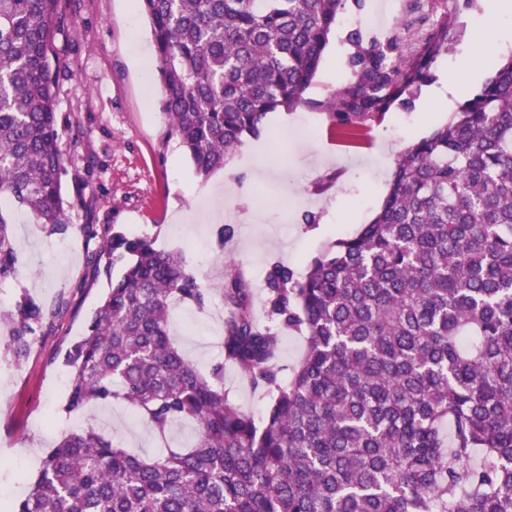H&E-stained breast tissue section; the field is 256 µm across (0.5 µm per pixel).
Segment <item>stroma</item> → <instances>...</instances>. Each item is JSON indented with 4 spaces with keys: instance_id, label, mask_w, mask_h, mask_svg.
Here are the masks:
<instances>
[{
    "instance_id": "stroma-1",
    "label": "stroma",
    "mask_w": 512,
    "mask_h": 512,
    "mask_svg": "<svg viewBox=\"0 0 512 512\" xmlns=\"http://www.w3.org/2000/svg\"><path fill=\"white\" fill-rule=\"evenodd\" d=\"M488 0H347L305 103L272 113L259 137L248 139L208 178L167 136L162 92L153 70L150 26L137 0H64L68 24L56 37L59 65V148L65 160L63 197L71 229L46 236L40 225L15 213L19 277L10 299L30 295L45 320L28 354L15 360L0 326V512H13L38 469L22 447L47 450L69 431L93 426L135 453L160 446L128 406L112 403L67 414L66 352L84 334L108 287L106 273L88 268L83 225H120L154 239L158 249L181 252L187 267L210 288L205 311L173 307L171 333L201 373L223 362L224 275L235 265L253 292V310L268 323L263 283L271 263L304 273L311 260L369 223L388 192L399 150L445 124L452 114L428 102L441 73L475 40ZM367 15L379 25L364 43L392 44L389 61L421 58L430 35L448 33V48L431 59L425 81L403 92L385 115L349 126L335 123L328 103L353 79L347 40L353 22ZM501 38L478 61L469 95L478 94L491 65L512 54V12L500 16ZM180 208L183 223L172 221ZM233 233L217 244L220 224ZM69 246L65 256L56 242ZM224 388L243 411L262 420L269 402L250 389L240 369L224 367Z\"/></svg>"
}]
</instances>
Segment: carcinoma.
<instances>
[{"label": "carcinoma", "mask_w": 512, "mask_h": 512, "mask_svg": "<svg viewBox=\"0 0 512 512\" xmlns=\"http://www.w3.org/2000/svg\"><path fill=\"white\" fill-rule=\"evenodd\" d=\"M138 2L169 136L206 179L268 114L305 104L347 0ZM65 25L62 0H0V286L18 276L13 211L50 236L70 228L53 65ZM349 40L355 80L329 103L342 125L385 113L447 48L438 31L388 67ZM83 232L92 272L104 257L120 272L67 354L65 411L126 404L164 447L143 457L71 431L14 512H512V55L404 149L371 223L301 277L268 267L276 326L256 327L252 289L227 273L224 355L270 396L259 423L224 392V364L205 375L171 338L172 305L210 298L183 256L115 224ZM2 322L19 361L43 309L23 295ZM280 328L306 335L285 384ZM182 421L194 443H167Z\"/></svg>", "instance_id": "carcinoma-1"}]
</instances>
